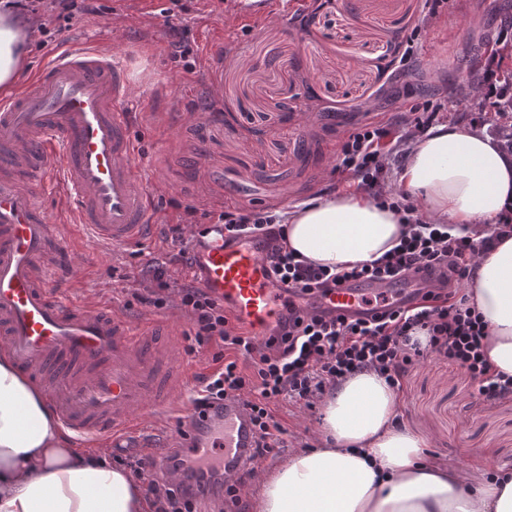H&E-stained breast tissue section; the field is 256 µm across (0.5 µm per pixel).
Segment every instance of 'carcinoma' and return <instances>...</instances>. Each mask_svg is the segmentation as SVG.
I'll list each match as a JSON object with an SVG mask.
<instances>
[{
	"mask_svg": "<svg viewBox=\"0 0 512 512\" xmlns=\"http://www.w3.org/2000/svg\"><path fill=\"white\" fill-rule=\"evenodd\" d=\"M490 57L498 58L495 69L484 74L472 71L470 75L486 82L496 99L488 105L479 102L476 107L488 113L486 121L491 123L494 136L501 141V147L512 154V53L504 46L491 50Z\"/></svg>",
	"mask_w": 512,
	"mask_h": 512,
	"instance_id": "1",
	"label": "carcinoma"
}]
</instances>
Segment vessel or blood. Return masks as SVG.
I'll return each mask as SVG.
<instances>
[{
  "label": "vessel or blood",
  "instance_id": "vessel-or-blood-1",
  "mask_svg": "<svg viewBox=\"0 0 512 512\" xmlns=\"http://www.w3.org/2000/svg\"><path fill=\"white\" fill-rule=\"evenodd\" d=\"M128 93L123 69L101 47H62L19 95L0 98V342L13 361L36 377L63 425L80 442L116 441L140 432L148 416L180 413L186 436L175 453L215 460L217 472L252 468L255 430L241 398L198 417L180 399L195 372L178 338L159 345L165 322L132 325L96 304H66L50 283L68 263L64 226L50 223L37 191L56 180L69 221L97 240L139 244L152 223L153 198L138 163L121 103ZM190 277L224 303L259 343L278 334L286 294L271 276L267 244L232 243L213 224L192 243ZM422 276L397 285L348 282L327 288L313 304L329 316L360 318L372 295L393 304L412 294Z\"/></svg>",
  "mask_w": 512,
  "mask_h": 512
}]
</instances>
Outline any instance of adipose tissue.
Segmentation results:
<instances>
[{
    "label": "adipose tissue",
    "instance_id": "obj_1",
    "mask_svg": "<svg viewBox=\"0 0 512 512\" xmlns=\"http://www.w3.org/2000/svg\"><path fill=\"white\" fill-rule=\"evenodd\" d=\"M22 14L0 0V92L24 64ZM430 223L474 238L512 210V157L484 131L453 123L417 136L399 176ZM287 244L329 266L372 262L398 245L399 213L352 188L287 208ZM470 302L488 323L491 372L512 375V236L477 260ZM399 394L363 371L322 399L321 447L256 478L257 512H512V473L470 476L422 461V434L396 421ZM130 474L74 447L39 388L0 348V512H145Z\"/></svg>",
    "mask_w": 512,
    "mask_h": 512
}]
</instances>
